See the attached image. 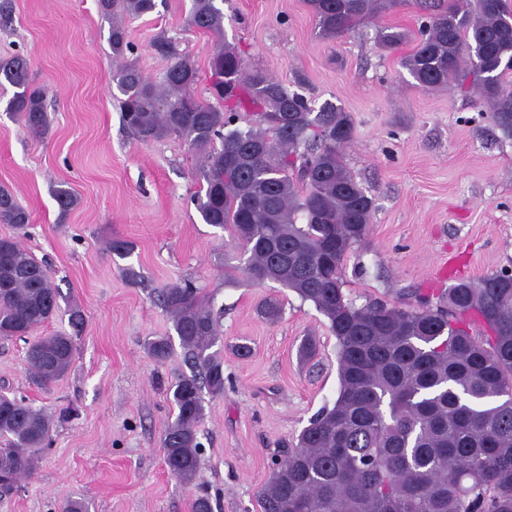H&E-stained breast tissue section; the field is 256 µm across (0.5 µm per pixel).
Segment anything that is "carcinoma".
Instances as JSON below:
<instances>
[{
    "label": "carcinoma",
    "mask_w": 512,
    "mask_h": 512,
    "mask_svg": "<svg viewBox=\"0 0 512 512\" xmlns=\"http://www.w3.org/2000/svg\"><path fill=\"white\" fill-rule=\"evenodd\" d=\"M399 0H308L322 36L347 33ZM111 20L118 66L112 81L127 128L141 142L171 135L200 156L196 209L206 224L230 230L257 284L274 282L311 302L336 338L339 388L274 463L260 491L262 512H512V272L460 281L436 302L407 307L370 301L358 306L343 291L342 269L368 232L373 197L356 181L343 151L355 138L351 115L311 100L248 68L244 53L224 41L219 0H192L188 26L212 35L208 91L198 72L160 36L170 61L161 81L124 61L131 49L126 19L156 9V0H98ZM417 44L401 65L426 89L475 76L487 120L512 138V4L498 0H417ZM14 88L5 111L32 138L47 129L45 92L31 60H0V85ZM29 213L0 188V339H26L29 371L50 388L75 356L72 337L36 336L61 311L46 266L20 243ZM180 346L200 375L171 385L174 420L161 439L169 475H197L202 387L224 394V361L213 310L190 285L160 292ZM168 360L170 336L147 341ZM51 419L23 397L0 393V493L35 470Z\"/></svg>",
    "instance_id": "carcinoma-1"
}]
</instances>
